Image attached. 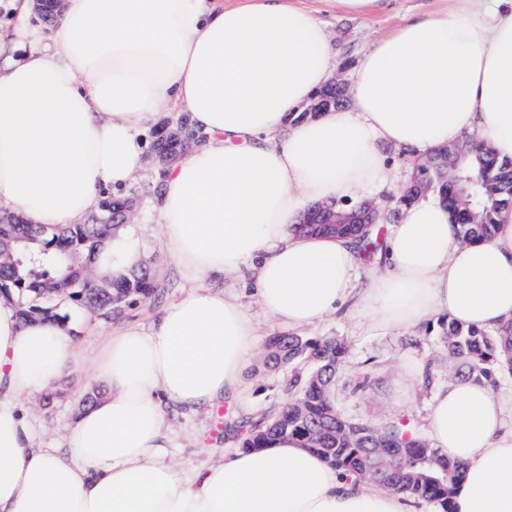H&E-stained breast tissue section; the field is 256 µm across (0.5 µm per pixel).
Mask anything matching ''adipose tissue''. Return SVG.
Here are the masks:
<instances>
[{
    "label": "adipose tissue",
    "mask_w": 512,
    "mask_h": 512,
    "mask_svg": "<svg viewBox=\"0 0 512 512\" xmlns=\"http://www.w3.org/2000/svg\"><path fill=\"white\" fill-rule=\"evenodd\" d=\"M18 16L0 60V208L29 223H85L143 166L161 112L190 113L206 141L173 164L156 202L162 244L188 279H247L288 329L348 305L411 330L437 315L512 324V208L466 244L438 197L394 224L385 265L355 287L358 253L293 226L312 205L357 198L390 177L386 146L422 157L474 133L512 159V0L405 21L356 67L348 107L297 122L336 51L305 0H62L50 35ZM130 230L94 268L137 256ZM256 336L238 288H193L150 330L113 328L89 364L103 394L38 448L18 411L77 362L67 326L22 323L0 294V512H411L406 495L356 481L287 436L183 472L167 460L164 402L209 409L240 396ZM434 448L464 466L453 512H512V397L459 376L428 416Z\"/></svg>",
    "instance_id": "ef3b65f1"
}]
</instances>
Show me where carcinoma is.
Returning a JSON list of instances; mask_svg holds the SVG:
<instances>
[{
  "label": "carcinoma",
  "mask_w": 512,
  "mask_h": 512,
  "mask_svg": "<svg viewBox=\"0 0 512 512\" xmlns=\"http://www.w3.org/2000/svg\"><path fill=\"white\" fill-rule=\"evenodd\" d=\"M178 124L176 118L168 126L157 125L151 133L150 159L157 179L144 185L145 194L157 195L177 157L207 139L191 121L184 126L185 134L178 135ZM454 149L462 154L464 179L478 184L473 203L463 198L464 183L444 181L424 162L419 169L455 213L462 239L471 243L490 234L499 212L512 207V159L500 160L465 141ZM137 199L136 193L108 195L86 223L75 226L48 227L13 215L0 217V292L17 294L23 321H68L53 305L58 298L100 319L112 320L138 303L162 295L156 271L147 263L140 262L110 281L97 279L93 272L94 258L105 241L124 226ZM296 229L349 236L364 255L376 248L370 225L298 224ZM443 336L448 353L461 365L460 374L494 387L503 370L512 371V325L489 332L450 321L443 327ZM344 355V344L334 336L311 339L285 334L270 338L266 365L276 367L300 359L313 370L305 377H295L296 397L272 418L240 423V448H263L276 437L289 434L358 480L430 501L437 512H451L452 495L463 478L461 463L449 460L403 422L374 426L349 420L336 410L332 386Z\"/></svg>",
  "instance_id": "cac0c4a2"
}]
</instances>
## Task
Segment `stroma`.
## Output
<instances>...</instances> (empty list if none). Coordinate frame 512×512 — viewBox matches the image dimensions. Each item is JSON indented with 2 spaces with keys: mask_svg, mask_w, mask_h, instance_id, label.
<instances>
[{
  "mask_svg": "<svg viewBox=\"0 0 512 512\" xmlns=\"http://www.w3.org/2000/svg\"><path fill=\"white\" fill-rule=\"evenodd\" d=\"M440 6L441 0H390L385 10L364 19L323 11L321 17L338 47L337 67L343 78H350L363 54L402 19L431 13ZM389 163V182L371 193L385 212L393 208L394 198L410 180L415 159L410 153L393 151ZM152 176V169L144 168L130 185L132 192L142 196L133 224L132 246L139 256L154 260L163 291L160 301L139 303L125 314L127 320L145 329L150 328L160 306L176 300L192 286L162 246L153 197L141 193ZM58 309L69 316L72 344L77 351L94 350L112 329L111 323L72 310L66 302H59ZM442 332L438 321L416 331H398L362 324L343 313L301 330L302 336L308 338L337 337L347 347L334 385L335 403L344 417L374 425L401 420L422 434L427 431L434 391L447 384L455 370ZM309 369V364L299 363L269 371L257 355L252 359L245 390L232 404L191 413L168 407L165 421L171 439L169 460L187 470L223 461L227 451L239 446L237 424L274 416L293 398L290 383L294 376L306 374ZM415 370L420 373L419 379L409 380V373ZM92 387L90 376L81 371L59 383L52 406H44L39 392L23 403L22 411L32 424L38 443H62L83 395Z\"/></svg>",
  "mask_w": 512,
  "mask_h": 512,
  "instance_id": "obj_1",
  "label": "stroma"
}]
</instances>
